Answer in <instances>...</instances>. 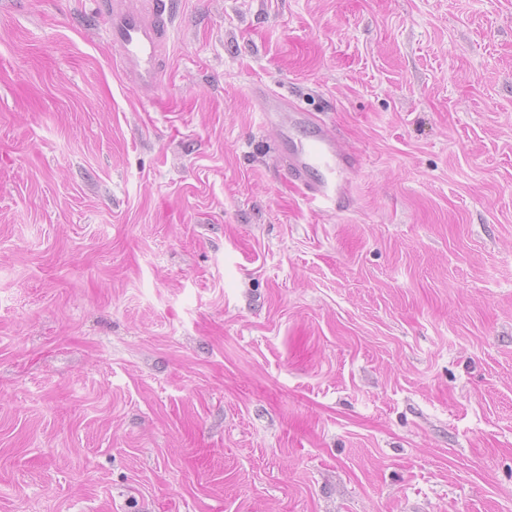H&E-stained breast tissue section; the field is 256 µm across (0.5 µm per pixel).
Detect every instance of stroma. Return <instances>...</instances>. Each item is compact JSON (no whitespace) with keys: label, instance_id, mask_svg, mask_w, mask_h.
I'll return each instance as SVG.
<instances>
[{"label":"stroma","instance_id":"obj_1","mask_svg":"<svg viewBox=\"0 0 512 512\" xmlns=\"http://www.w3.org/2000/svg\"><path fill=\"white\" fill-rule=\"evenodd\" d=\"M174 13L141 90L95 0H0V512H512V0ZM254 97L263 124L277 128V161L288 179L309 198L346 204L359 164L356 154L345 150L316 114L303 110L288 96L257 87ZM294 132L302 133L297 144Z\"/></svg>","mask_w":512,"mask_h":512}]
</instances>
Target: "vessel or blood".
I'll return each instance as SVG.
<instances>
[{
    "label": "vessel or blood",
    "instance_id": "b4317fda",
    "mask_svg": "<svg viewBox=\"0 0 512 512\" xmlns=\"http://www.w3.org/2000/svg\"><path fill=\"white\" fill-rule=\"evenodd\" d=\"M97 7L115 65L139 88L159 86L163 51L174 34L173 0H98ZM254 97L263 124L278 131L277 161L289 180L309 198L346 204L356 154L288 96L258 87Z\"/></svg>",
    "mask_w": 512,
    "mask_h": 512
}]
</instances>
